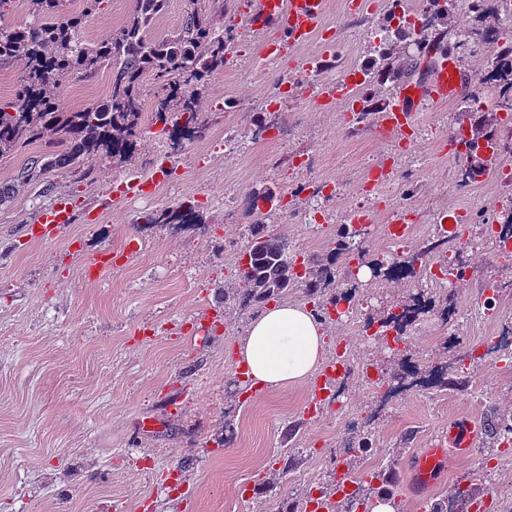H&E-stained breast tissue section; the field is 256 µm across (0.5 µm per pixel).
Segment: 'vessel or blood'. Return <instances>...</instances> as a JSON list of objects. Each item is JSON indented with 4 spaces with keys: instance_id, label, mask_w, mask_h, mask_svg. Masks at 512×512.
<instances>
[{
    "instance_id": "obj_1",
    "label": "vessel or blood",
    "mask_w": 512,
    "mask_h": 512,
    "mask_svg": "<svg viewBox=\"0 0 512 512\" xmlns=\"http://www.w3.org/2000/svg\"><path fill=\"white\" fill-rule=\"evenodd\" d=\"M326 0H255V9L250 22L253 26L273 22L278 30L275 39L264 41L261 49L263 61L271 62L287 54L288 50L303 45L322 28ZM461 84V70L453 58L436 56L432 66V78L427 88L404 85L395 90L392 97L375 109L374 128L388 137L402 136L410 127L423 100L444 103L456 97ZM322 103H347L355 100L353 82L343 75L319 90ZM73 206L69 198H58L54 205L43 210L37 218L38 237L53 236L60 225L70 223ZM341 361L331 357L323 370L321 379L310 391L305 406L306 414L319 410L328 392V384L337 375ZM480 431L470 422L451 426L433 447L417 456L412 462L409 475L412 483L420 489L433 486L446 459L466 455L473 448Z\"/></svg>"
}]
</instances>
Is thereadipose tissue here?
Wrapping results in <instances>:
<instances>
[{
	"mask_svg": "<svg viewBox=\"0 0 512 512\" xmlns=\"http://www.w3.org/2000/svg\"><path fill=\"white\" fill-rule=\"evenodd\" d=\"M325 352L319 319L305 306L290 303L266 308L234 346L250 384L267 390L310 382Z\"/></svg>",
	"mask_w": 512,
	"mask_h": 512,
	"instance_id": "adipose-tissue-1",
	"label": "adipose tissue"
}]
</instances>
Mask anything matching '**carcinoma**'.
Here are the masks:
<instances>
[{
  "instance_id": "cac0c4a2",
  "label": "carcinoma",
  "mask_w": 512,
  "mask_h": 512,
  "mask_svg": "<svg viewBox=\"0 0 512 512\" xmlns=\"http://www.w3.org/2000/svg\"><path fill=\"white\" fill-rule=\"evenodd\" d=\"M27 3L32 23L25 27L0 26V65L15 64L20 70L19 88L12 100L0 105V155L37 138L54 136L61 152L31 157L12 183L0 186V205L18 188L55 168H68L83 175L88 160L95 157L129 158L140 133L143 82L151 76L159 85L154 120L175 124L181 131L198 123L195 88L226 62L230 28L218 26L204 12L192 10L177 28L164 37H153L154 22L167 7L168 0H136L134 12L122 27L93 45L82 42L79 27L87 12L102 0H84V12L65 13L67 0H0V17L15 3ZM428 46L416 54L393 56V48L378 51L385 76L393 81H422L421 57ZM495 67L503 90L498 99L512 109V42L496 49ZM111 72L108 98L80 111L64 112L57 89L69 76L91 78L100 69ZM460 170L466 181L471 170L488 169L492 159L469 155ZM294 259L288 244L256 225L242 273V303H262L296 282ZM327 268L308 271L305 287L315 294L333 281Z\"/></svg>"
}]
</instances>
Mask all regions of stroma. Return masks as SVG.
Masks as SVG:
<instances>
[{
	"instance_id": "1",
	"label": "stroma",
	"mask_w": 512,
	"mask_h": 512,
	"mask_svg": "<svg viewBox=\"0 0 512 512\" xmlns=\"http://www.w3.org/2000/svg\"><path fill=\"white\" fill-rule=\"evenodd\" d=\"M252 2L224 0L220 21L233 26L234 39L223 68L198 92L201 134L161 144L152 119L156 86L148 84L141 134L128 159L92 160L84 179L53 171L0 205V512H296L293 488L335 498L327 474L338 464L358 484L391 490L402 512H427L429 503L460 489L489 497V512H512V461H503L489 433L498 415L512 413V366L467 358L463 348L512 326V271L502 269L483 232L485 224L504 221L512 203L492 178L463 189L464 162L454 153L459 127L498 119L494 109H467L490 58L473 41L456 39L470 30V13L455 6L448 25V49L463 70L461 97L420 113L409 139L400 141L367 122L348 124L343 104L312 106L301 85H292L287 111H264L263 92L280 73L321 56L322 41L299 47L279 67L261 64L259 44L277 29L250 28ZM134 8L135 0H103L87 17L83 40L108 37ZM348 15L346 0H328L323 25L340 45L356 46L358 66L369 68L382 7L375 2L355 22ZM110 87L104 68L89 80L65 78L57 94L63 110L73 112L104 100ZM258 127L273 131L270 143L253 142ZM161 149L172 169L156 185L155 209L192 195L206 203L192 229L174 234L159 224L146 236L136 203L110 198L108 187L118 178L152 177ZM298 156L309 157L307 171L292 169ZM388 159L383 211L356 239L366 259L411 260L441 238V218L464 203L476 213L466 230L467 278L433 291L437 306L453 309L452 319L441 320L435 309L417 316L405 328L407 350L399 357L368 340L364 324L409 305L422 279L378 278L372 305L351 322L324 320L327 351L344 343L387 379L409 360L423 372L446 366L456 374L443 393L410 389L382 404L364 373L352 371L350 406L368 416L372 437L367 451L340 461L335 448L352 433L334 404L306 416L308 386L242 398L233 346L263 307L241 305L238 294L259 222L304 264L336 268L337 285L367 283V276L352 278L356 262L341 249L340 230L351 204L370 202L366 177ZM317 179L336 183L334 223L300 219L308 202L294 189ZM253 189L272 190V207L231 219V197ZM60 196L74 202L71 223L53 237H36L35 220ZM401 212L414 230L398 249L386 227ZM494 281L504 289L488 318L478 303ZM461 421L481 427L478 445L447 460L426 501H418L399 475L402 465Z\"/></svg>"
}]
</instances>
